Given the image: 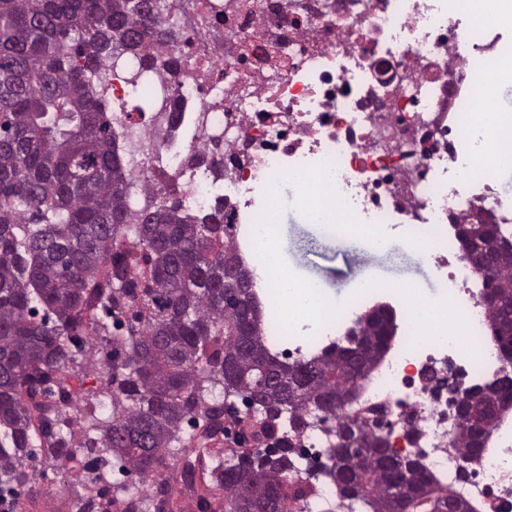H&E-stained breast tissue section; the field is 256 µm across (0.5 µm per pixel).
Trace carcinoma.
<instances>
[{
  "mask_svg": "<svg viewBox=\"0 0 512 512\" xmlns=\"http://www.w3.org/2000/svg\"><path fill=\"white\" fill-rule=\"evenodd\" d=\"M150 13L142 0H0V486L22 487L30 463L94 457L80 483L82 512H101L100 464L158 483L156 493L112 483L121 512H166L171 485L159 480L167 460H186L194 475L204 449L183 424H202L209 438L220 417L264 382L257 417L266 447L232 451L210 469L200 509L213 489L224 491V512H251L270 494L283 507L298 504L306 488L291 436L319 427L325 461L308 472L338 489L341 506L362 496L370 512H439L454 494L419 459L386 452L357 458L356 448L379 442L382 425L337 414L336 368L345 360L333 342L292 363L278 359L262 335L257 294L237 293L251 315L224 304V269L244 259L224 205L191 211L179 197L146 181L145 204L130 206L132 178L108 116L104 85L118 61L138 63L134 79L164 65L165 50L181 41L164 21L169 0ZM469 239L486 242L497 224H466ZM512 302V248L498 251L487 269ZM499 352H512V318L491 308ZM393 319L367 316L366 345L356 362L371 374L385 358ZM106 334L108 377L96 396L112 402L96 416L91 396L70 391L84 330ZM230 358L232 369L224 370ZM58 386L66 393L50 432L41 406L28 404ZM85 403L84 441L66 429ZM457 451H476L470 419L457 426ZM195 460H190V456Z\"/></svg>",
  "mask_w": 512,
  "mask_h": 512,
  "instance_id": "carcinoma-1",
  "label": "carcinoma"
}]
</instances>
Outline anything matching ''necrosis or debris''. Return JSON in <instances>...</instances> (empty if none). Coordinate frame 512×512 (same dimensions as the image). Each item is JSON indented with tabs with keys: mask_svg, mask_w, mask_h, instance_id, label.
<instances>
[{
	"mask_svg": "<svg viewBox=\"0 0 512 512\" xmlns=\"http://www.w3.org/2000/svg\"><path fill=\"white\" fill-rule=\"evenodd\" d=\"M512 0H172L182 40L172 69L130 84L111 75L112 125L129 168L171 186L190 209L224 204L233 231L273 223L271 180L287 183L295 208L328 224H408L447 267L445 304L414 316L404 340L349 415L381 419L387 432L426 443L424 461L478 512H512V426L459 474L449 401L423 372L454 360L487 382L501 371L488 309L448 230L512 224V51L491 30ZM151 101L134 116L126 98ZM224 136V185L189 165ZM489 159L478 169L473 155ZM264 333H292L282 307L296 288L264 292Z\"/></svg>",
	"mask_w": 512,
	"mask_h": 512,
	"instance_id": "1",
	"label": "necrosis or debris"
}]
</instances>
